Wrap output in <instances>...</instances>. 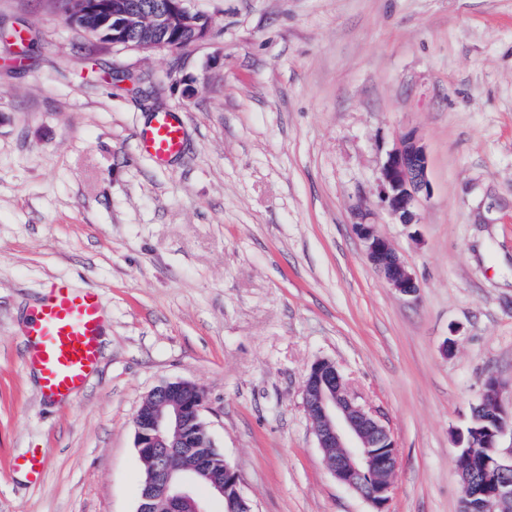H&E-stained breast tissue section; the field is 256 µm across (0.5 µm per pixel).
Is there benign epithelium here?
I'll use <instances>...</instances> for the list:
<instances>
[{"instance_id":"7a95c632","label":"benign epithelium","mask_w":512,"mask_h":512,"mask_svg":"<svg viewBox=\"0 0 512 512\" xmlns=\"http://www.w3.org/2000/svg\"><path fill=\"white\" fill-rule=\"evenodd\" d=\"M188 0H160L150 8L132 0H66L74 26L113 46L149 49L186 47L208 38L214 25H204ZM382 206L400 223H416V205L428 194L427 154L413 134L402 136L379 169ZM364 244L366 258L390 288L407 297L419 294V284L404 259L375 223L353 225ZM304 406L314 424L317 447L332 459L331 471L338 482L361 494L385 512L398 465L396 442L383 420L351 396L335 363L321 360L312 365L303 385ZM205 408L201 390L188 381H167L156 386L134 416L135 448L143 460L153 462L136 512H155L164 501L168 512H211V499L224 504V512H253L241 490L239 472L224 463L214 471L207 455L197 454L188 441L191 425L200 423ZM495 429L487 432L481 448L457 443L459 456L474 451L483 457V472L474 495L482 497L484 510L512 500V447L500 446L512 436V409L504 403V387H498ZM209 485L201 497L197 487Z\"/></svg>"}]
</instances>
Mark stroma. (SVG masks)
I'll use <instances>...</instances> for the list:
<instances>
[{
  "mask_svg": "<svg viewBox=\"0 0 512 512\" xmlns=\"http://www.w3.org/2000/svg\"><path fill=\"white\" fill-rule=\"evenodd\" d=\"M213 34L109 46L47 0H0V512H136L133 418L164 381L203 418L254 512H373L304 407L336 363L399 454L386 512H460L456 432L484 378L512 389V0H190ZM184 126L160 166L138 135ZM415 133L413 225L378 171ZM370 208L421 285L388 288ZM99 290L109 339L64 404L28 373L21 315L52 280ZM454 336L452 352L442 350ZM38 448V483L15 470ZM183 144V125L170 112L155 113L139 139L140 150L157 164H165L177 157Z\"/></svg>",
  "mask_w": 512,
  "mask_h": 512,
  "instance_id": "1",
  "label": "stroma"
}]
</instances>
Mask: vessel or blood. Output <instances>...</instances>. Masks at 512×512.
<instances>
[{"mask_svg":"<svg viewBox=\"0 0 512 512\" xmlns=\"http://www.w3.org/2000/svg\"><path fill=\"white\" fill-rule=\"evenodd\" d=\"M183 144V125L168 112L155 113L139 139L141 151L158 164L177 157ZM103 320L98 292L64 281L53 282L30 309L22 334L28 344L27 362L38 371L46 399L66 402L97 369Z\"/></svg>","mask_w":512,"mask_h":512,"instance_id":"obj_1","label":"vessel or blood"}]
</instances>
